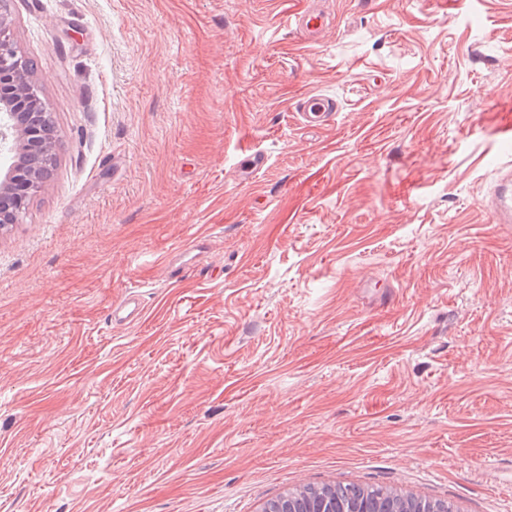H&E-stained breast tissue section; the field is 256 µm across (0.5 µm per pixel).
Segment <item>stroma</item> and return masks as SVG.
Segmentation results:
<instances>
[{
	"mask_svg": "<svg viewBox=\"0 0 512 512\" xmlns=\"http://www.w3.org/2000/svg\"><path fill=\"white\" fill-rule=\"evenodd\" d=\"M315 2L10 0L60 147L0 232V512H512V0ZM304 5L290 16V20L302 32L308 34L320 33L324 26V15L317 8L304 1ZM296 108L305 126L324 127L336 111V102L324 95H306L297 101ZM265 162L266 158L260 152L253 150L242 152L237 169L238 178L241 181L250 178L253 174L263 168ZM487 210L492 223H512V168L510 162L502 170L499 184L488 200ZM143 310L140 298L135 294H127L125 297L116 302L112 308V317L116 319L119 313H125L124 316H119V319L132 322L139 318ZM264 512H455L445 499L405 494L382 484H306L269 500Z\"/></svg>",
	"mask_w": 512,
	"mask_h": 512,
	"instance_id": "35a3bbf8",
	"label": "stroma"
}]
</instances>
